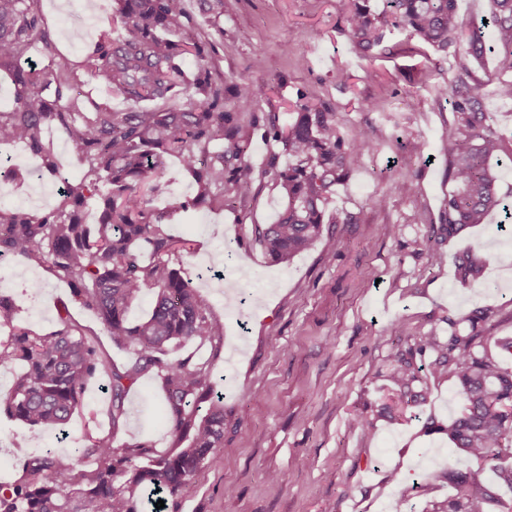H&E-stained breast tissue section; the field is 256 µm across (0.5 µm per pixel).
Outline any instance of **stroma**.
I'll use <instances>...</instances> for the list:
<instances>
[{
  "label": "stroma",
  "instance_id": "1",
  "mask_svg": "<svg viewBox=\"0 0 512 512\" xmlns=\"http://www.w3.org/2000/svg\"><path fill=\"white\" fill-rule=\"evenodd\" d=\"M36 5L55 45L51 55L31 50L30 61L41 67L78 64L86 43L112 20V0H83L84 40L77 43L65 22L70 0ZM186 7L215 44L209 63L224 79L226 108L234 106L235 85L272 84L276 96L259 98L253 112L303 94L334 113L345 140L368 131L373 151L330 199L328 210L340 223L324 225L321 243L282 262H271L251 242L252 226L272 223L280 208L271 181L245 205L188 211L171 224L173 234L195 244L180 268L224 324L219 353L207 346L195 351L211 360L224 396V446L165 512H396L403 496L411 512H432L452 493L447 466L472 465L448 453V422L462 399L451 378L432 377L427 402L379 416L394 354L452 320L468 332V316L480 309L487 314L489 350L512 367V354L500 348L512 340V235L498 230L495 213L454 237L441 225L451 188L446 138L452 114L445 96L457 76L455 61L401 29L372 56L361 55L343 0H238L221 18L200 0H186ZM299 55L306 59L301 67ZM474 72L503 152L512 155V100L498 94L491 61L475 64ZM414 138L425 139V156L411 151ZM47 140L60 166L56 177L41 172L40 159L24 145L14 148L19 192L34 186L42 192L27 206L38 214L56 207L62 178L82 175L75 149L52 132ZM381 196L382 206L376 203ZM328 243L336 246L330 265L322 259ZM433 250L446 255L444 265L431 264ZM466 253L481 267L480 281L459 282L454 260ZM37 279L46 286L34 298L27 285ZM0 293L14 300L20 324L43 332L54 328L58 307L71 301L65 283L9 257L0 259ZM397 321L399 336L390 329ZM102 399L92 389L66 434L45 433L24 449L12 442L26 425L0 417V482L21 476L27 453L86 444L89 412L100 409ZM160 401L157 381L142 379L128 395L120 440L169 449ZM364 410L377 413L369 436L349 425L351 414ZM270 472L278 482L267 481ZM425 485L431 494L422 493Z\"/></svg>",
  "mask_w": 512,
  "mask_h": 512
}]
</instances>
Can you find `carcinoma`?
Here are the masks:
<instances>
[{"label":"carcinoma","mask_w":512,"mask_h":512,"mask_svg":"<svg viewBox=\"0 0 512 512\" xmlns=\"http://www.w3.org/2000/svg\"><path fill=\"white\" fill-rule=\"evenodd\" d=\"M237 0H203L221 17ZM112 21L81 61L82 73L66 66L26 69L22 59L31 45L52 49L35 0H0V70L18 86L13 106L0 112V145L22 143L54 175L59 168L47 128L55 129L77 151L84 166L79 182L67 181L50 212L0 207V257L42 267L67 283L71 300L94 312L100 330L79 323L68 307L58 313L55 329L40 334L16 325L10 299L0 294V366L19 364L22 372L11 390L0 394V415L29 426L30 435L65 432L73 414L84 408L89 385L102 381L109 399V429L89 437V444L67 454L45 448L28 456L20 478L0 484V512H143L168 496L178 497L191 480L214 460L224 445V397L213 388L211 363L188 354L170 358L189 342L219 351L224 324L213 317L205 297L172 264L174 256L193 250L191 241L167 233L164 225L193 208L224 210L226 197L244 201L270 178L283 207L272 224H255L253 242L273 260L283 261L312 248L323 225L339 219L326 212L336 184L362 165L372 150L362 132L346 142L333 113L300 96L295 111L281 122L280 113L242 118L265 89L250 83L234 87L237 109H224V80L208 65L204 35L187 12L185 0H118ZM457 0H385L379 12L370 0H344L350 35L358 50L382 46L389 27L405 28L439 52L463 42L458 77L448 84L453 120L448 124V192L441 223L448 236L482 224L500 209L512 220V206L498 193L491 160L500 156L502 140L491 127L490 113L478 94L470 67L489 53L495 60L499 94L512 99V0H489L486 22L464 30ZM197 69L189 77L188 58ZM94 80L108 96L128 102L119 112L109 100L83 87ZM184 100L183 105L173 102ZM288 155L279 166L271 158L258 172L246 159L257 132ZM174 158L192 173L194 196L166 211L152 199L167 192L165 173ZM101 200L97 223H85L87 201ZM468 255L459 257L461 281L480 277ZM153 296L150 312L132 322L128 312L144 291ZM486 315L468 316L462 335L448 320V339L433 329L417 345L396 355L393 388L385 411L409 406L423 392L416 355L436 353L431 373L455 379L464 400L448 423L449 454L495 463L512 455V368L504 367L485 346L480 323ZM103 333L133 357L117 364L100 344ZM162 383V402L173 447L157 452L147 442L120 443L117 435L128 417L126 397L146 375ZM454 495L434 512H512L477 472L448 467Z\"/></svg>","instance_id":"cac0c4a2"}]
</instances>
